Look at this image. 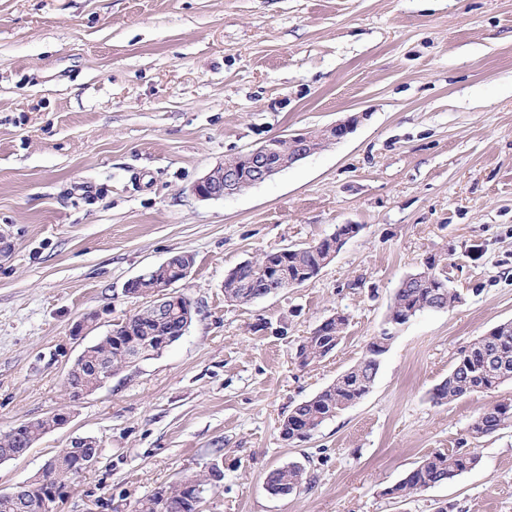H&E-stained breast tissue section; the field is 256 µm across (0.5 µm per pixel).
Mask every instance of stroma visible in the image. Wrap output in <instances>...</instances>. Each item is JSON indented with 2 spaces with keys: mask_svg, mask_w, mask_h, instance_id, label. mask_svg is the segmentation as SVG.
I'll return each instance as SVG.
<instances>
[{
  "mask_svg": "<svg viewBox=\"0 0 512 512\" xmlns=\"http://www.w3.org/2000/svg\"><path fill=\"white\" fill-rule=\"evenodd\" d=\"M347 138L224 199L227 156L346 118ZM359 231L297 288L224 298L239 262ZM188 330L80 399L66 374L146 306L127 283L177 253ZM435 261L460 296L401 327L370 391L304 440L280 424L363 356L400 280ZM337 350L296 354L328 317ZM512 320V0H0V432L72 410L15 460L30 481L76 437L102 446L57 512H134L216 470L201 512H512V427L473 440L512 382L431 399L461 349ZM82 336H75L77 325ZM451 482L396 497L434 451ZM308 477L273 495L289 463ZM478 462L476 448L451 453H430L406 473L391 493L400 497L417 494L435 485L454 480L474 468Z\"/></svg>",
  "mask_w": 512,
  "mask_h": 512,
  "instance_id": "1",
  "label": "stroma"
}]
</instances>
